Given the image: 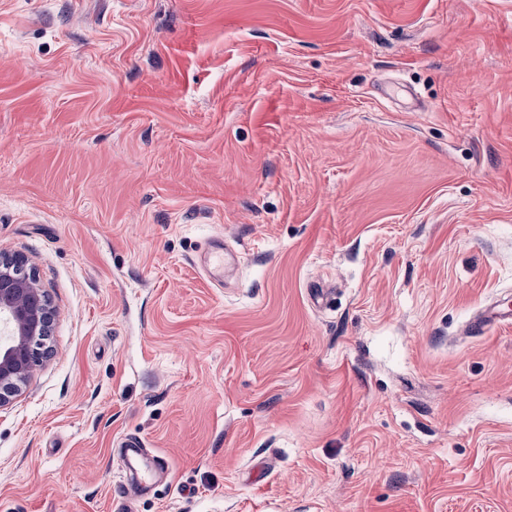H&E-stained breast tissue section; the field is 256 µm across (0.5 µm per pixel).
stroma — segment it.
<instances>
[{
	"label": "stroma",
	"instance_id": "stroma-1",
	"mask_svg": "<svg viewBox=\"0 0 512 512\" xmlns=\"http://www.w3.org/2000/svg\"><path fill=\"white\" fill-rule=\"evenodd\" d=\"M0 252V512H512V0H0ZM53 313L25 259L0 253V408L47 357ZM119 447L122 448V455L126 467L134 471H142L141 459L144 454V444L132 435L121 438Z\"/></svg>",
	"mask_w": 512,
	"mask_h": 512
}]
</instances>
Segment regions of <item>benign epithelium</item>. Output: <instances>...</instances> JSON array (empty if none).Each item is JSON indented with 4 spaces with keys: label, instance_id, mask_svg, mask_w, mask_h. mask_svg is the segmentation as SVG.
<instances>
[{
    "label": "benign epithelium",
    "instance_id": "benign-epithelium-1",
    "mask_svg": "<svg viewBox=\"0 0 512 512\" xmlns=\"http://www.w3.org/2000/svg\"><path fill=\"white\" fill-rule=\"evenodd\" d=\"M52 318L51 302L25 259L0 253V407L47 357Z\"/></svg>",
    "mask_w": 512,
    "mask_h": 512
}]
</instances>
